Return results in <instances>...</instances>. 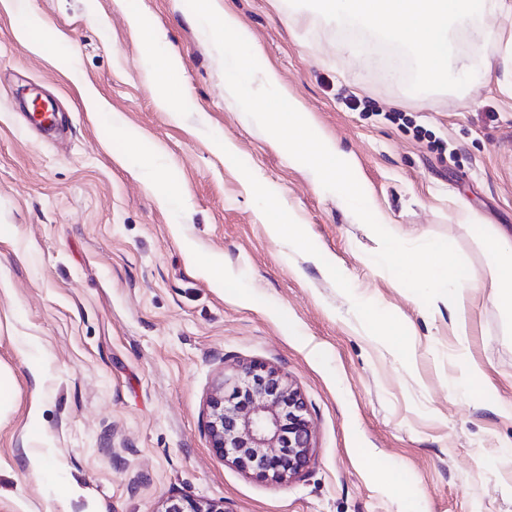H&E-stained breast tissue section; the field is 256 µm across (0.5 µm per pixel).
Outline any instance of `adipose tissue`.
<instances>
[{"instance_id": "obj_1", "label": "adipose tissue", "mask_w": 512, "mask_h": 512, "mask_svg": "<svg viewBox=\"0 0 512 512\" xmlns=\"http://www.w3.org/2000/svg\"><path fill=\"white\" fill-rule=\"evenodd\" d=\"M329 8L361 26L408 46L418 57L424 81L432 86L448 78V28L484 11V0H325ZM261 72L274 96L259 111L271 138L294 164L316 171L335 187L344 200L368 218L367 226L378 243L377 256L390 259L400 283L408 288L434 285L447 289L459 343H466L469 317L477 294L483 293L512 323V240L495 229L484 231L483 248L488 256L481 274H466L448 252L439 247L408 250L384 223L361 193L360 181L350 158L320 134L301 103L280 88L274 70L253 54L229 63L225 82L230 92L244 91L254 72Z\"/></svg>"}]
</instances>
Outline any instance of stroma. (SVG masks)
Returning <instances> with one entry per match:
<instances>
[{
  "label": "stroma",
  "mask_w": 512,
  "mask_h": 512,
  "mask_svg": "<svg viewBox=\"0 0 512 512\" xmlns=\"http://www.w3.org/2000/svg\"><path fill=\"white\" fill-rule=\"evenodd\" d=\"M226 10L251 45L214 39L198 0L0 5V368L14 387L0 512H160L172 496L224 512H512V415L494 408L512 402V329L478 305L468 357L485 392L462 386L446 290L375 267L358 211L254 118L272 94L261 75L238 96L225 85L226 60L259 50L402 244H441L478 273L481 227L512 237V13L452 24L448 81L428 88L391 75L396 59L415 69L410 50L319 0H215ZM159 77L179 116L158 106ZM43 94L62 138L26 116ZM272 199L319 259L272 235ZM212 259L219 288L197 270ZM249 361L279 368L308 406L315 462L286 483L209 446L206 401Z\"/></svg>",
  "instance_id": "35a3bbf8"
}]
</instances>
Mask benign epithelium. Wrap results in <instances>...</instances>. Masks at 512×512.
<instances>
[{
  "label": "benign epithelium",
  "instance_id": "benign-epithelium-1",
  "mask_svg": "<svg viewBox=\"0 0 512 512\" xmlns=\"http://www.w3.org/2000/svg\"><path fill=\"white\" fill-rule=\"evenodd\" d=\"M205 430L224 461L261 480L285 483L314 461L302 394L281 371L251 362L224 375L207 403ZM161 512H224L215 503L170 498Z\"/></svg>",
  "mask_w": 512,
  "mask_h": 512
}]
</instances>
